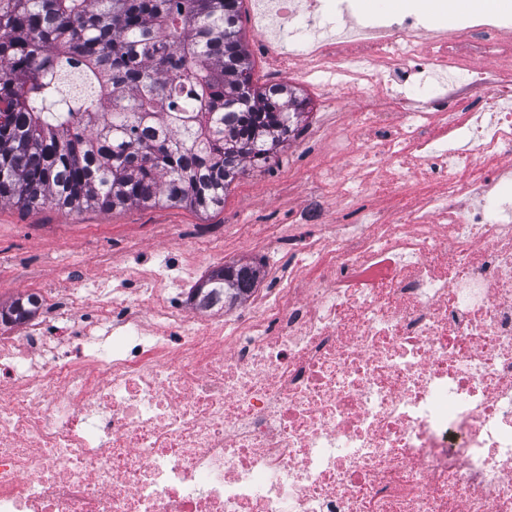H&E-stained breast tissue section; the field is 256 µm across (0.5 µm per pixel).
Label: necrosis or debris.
<instances>
[{"label":"necrosis or debris","instance_id":"4bbe7bcc","mask_svg":"<svg viewBox=\"0 0 512 512\" xmlns=\"http://www.w3.org/2000/svg\"><path fill=\"white\" fill-rule=\"evenodd\" d=\"M251 21L267 56L298 39L309 71L391 92L337 127L348 174L317 168L323 233L219 320L174 281L192 245L0 324V512H512L503 20L425 40L412 15L332 31L317 0H253Z\"/></svg>","mask_w":512,"mask_h":512}]
</instances>
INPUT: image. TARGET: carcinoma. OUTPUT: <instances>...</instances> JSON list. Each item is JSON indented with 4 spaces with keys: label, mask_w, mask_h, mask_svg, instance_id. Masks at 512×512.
I'll use <instances>...</instances> for the list:
<instances>
[{
    "label": "carcinoma",
    "mask_w": 512,
    "mask_h": 512,
    "mask_svg": "<svg viewBox=\"0 0 512 512\" xmlns=\"http://www.w3.org/2000/svg\"><path fill=\"white\" fill-rule=\"evenodd\" d=\"M240 0H0V202L69 210L224 205L297 130L304 101L253 86ZM250 263L208 296L244 299ZM33 296L0 309L30 317Z\"/></svg>",
    "instance_id": "cac0c4a2"
}]
</instances>
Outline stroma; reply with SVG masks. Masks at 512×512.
I'll return each instance as SVG.
<instances>
[{"label":"stroma","mask_w":512,"mask_h":512,"mask_svg":"<svg viewBox=\"0 0 512 512\" xmlns=\"http://www.w3.org/2000/svg\"><path fill=\"white\" fill-rule=\"evenodd\" d=\"M349 10L325 13L327 23L341 26L362 18L382 17L392 22L407 16V9L391 11L386 0H348ZM241 33L252 62V82L261 87L282 82L294 87L306 101L298 137L292 138L276 162L252 168L231 186L221 208L208 212L170 204L133 206L111 211L60 210L51 206L24 209L0 202V305L33 292L49 294L56 288H76L79 271L94 269L108 282L160 249H178L200 241L211 242L199 277L237 262L267 265L261 244L249 240L252 226L287 235L319 182L315 161L329 168L343 167L336 155L337 114L350 112L362 99L360 89H336L328 73L311 74L303 81L305 58L292 69H278L259 54L256 32L248 18L250 5L243 0ZM322 130L314 158L298 160L301 138L311 128Z\"/></svg>","instance_id":"stroma-1"}]
</instances>
